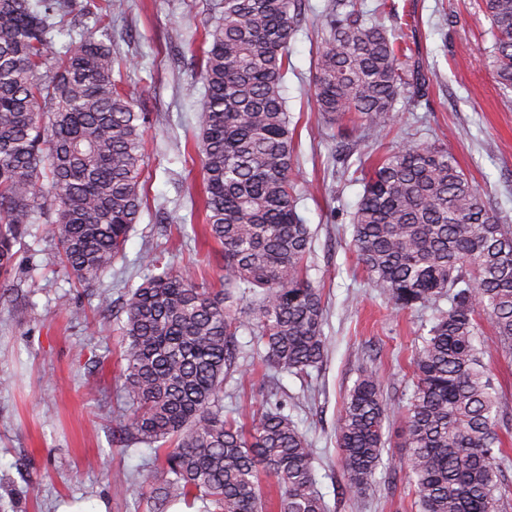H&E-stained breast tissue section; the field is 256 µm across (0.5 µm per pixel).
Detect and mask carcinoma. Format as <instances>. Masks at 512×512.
I'll return each instance as SVG.
<instances>
[{
	"mask_svg": "<svg viewBox=\"0 0 512 512\" xmlns=\"http://www.w3.org/2000/svg\"><path fill=\"white\" fill-rule=\"evenodd\" d=\"M489 58L512 91V0H481ZM328 0L312 84L330 125L384 129L407 91L399 42L358 8ZM69 0H0V280L15 247L43 214L58 259L91 287L123 254L144 205L149 113L135 111L113 77L107 19L101 38L56 47L50 18ZM296 0H220L205 28L204 95L195 148L202 188L192 206L222 248L223 288L148 256L128 291L121 327L123 428L154 450L135 473L143 512L201 503L202 512H327L315 490L314 449L282 404L250 424L224 415V382L239 331L251 333L277 374L305 378L322 362L324 302L308 274L311 233L297 212L294 144L282 95ZM353 242L373 283L394 305L448 300L415 348L412 393L396 463L419 512H500L506 493L499 397L481 360L487 325L512 355V226L500 224L446 148L403 142L360 168ZM389 420L383 384L363 368L336 418L343 493L363 496L382 462Z\"/></svg>",
	"mask_w": 512,
	"mask_h": 512,
	"instance_id": "carcinoma-1",
	"label": "carcinoma"
}]
</instances>
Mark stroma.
<instances>
[{
	"label": "stroma",
	"instance_id": "obj_1",
	"mask_svg": "<svg viewBox=\"0 0 512 512\" xmlns=\"http://www.w3.org/2000/svg\"><path fill=\"white\" fill-rule=\"evenodd\" d=\"M218 0H114L115 77L150 114L143 165L147 206L124 255L92 292L74 288L54 261L48 225L35 224L16 257V276L0 283V512H141L132 476L151 462L141 443L119 445L115 378L120 327L131 287L142 281L147 254L221 288L224 257L196 238L187 182H201L203 161L190 140L201 116L204 26ZM327 0H301L288 49L284 96L296 125L297 210L313 234L309 275L325 305L322 364L306 378L272 375L250 351L243 374L224 384V407L252 414L276 394L314 450L317 489L329 512H415L401 476L379 467L360 499L344 482L334 425L363 366L378 370L397 431L411 393L409 359L439 305L401 310L370 282L353 246V216L363 192L359 168L405 141L442 146L470 176L499 223L512 225V92L501 90L486 61L491 25L477 0H361L388 35L408 50L406 80L421 95L395 105L386 129L346 131L327 124L311 97L321 12ZM180 42H169L171 30ZM110 306L97 314L98 294Z\"/></svg>",
	"mask_w": 512,
	"mask_h": 512
}]
</instances>
